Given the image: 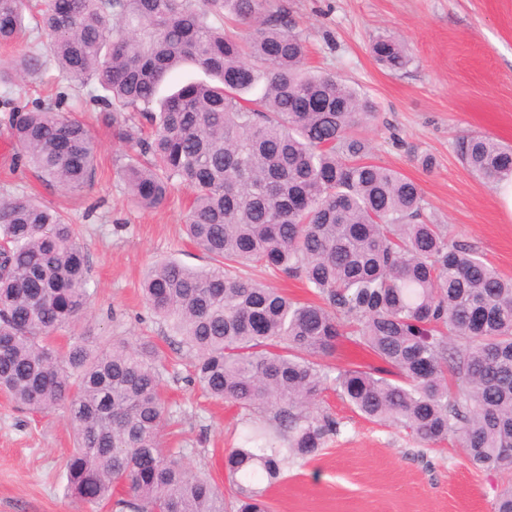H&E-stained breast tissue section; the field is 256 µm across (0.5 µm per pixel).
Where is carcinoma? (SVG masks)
<instances>
[{"mask_svg": "<svg viewBox=\"0 0 512 512\" xmlns=\"http://www.w3.org/2000/svg\"><path fill=\"white\" fill-rule=\"evenodd\" d=\"M206 2L0 0L1 46L28 17L36 32L1 83L49 64L71 86L94 82L91 101L135 148L116 171L132 200L155 209L175 186L191 189L186 235L213 265L156 260L143 298L168 345L191 357L190 380L245 422L224 456L227 499L163 445L151 337L55 345L93 297L80 232L51 206L1 195L0 390L29 412L66 407L76 444L65 494L91 510L111 499L119 512H271L265 491L288 460L315 456L337 430L314 411L328 390L423 443L455 440L477 469L511 473L512 278L427 219L416 182L369 160L354 128L373 116L370 102L305 67V40L281 6ZM371 50L391 71L409 63L390 34ZM186 63L205 78L159 96ZM0 108L39 178L71 194L91 184L81 120L6 96ZM455 151L488 184L512 179V146L465 134ZM245 266L298 279L316 300H293ZM343 339L394 377L329 370L321 360Z\"/></svg>", "mask_w": 512, "mask_h": 512, "instance_id": "cac0c4a2", "label": "carcinoma"}]
</instances>
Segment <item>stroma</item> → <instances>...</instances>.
I'll return each instance as SVG.
<instances>
[{"instance_id": "35a3bbf8", "label": "stroma", "mask_w": 512, "mask_h": 512, "mask_svg": "<svg viewBox=\"0 0 512 512\" xmlns=\"http://www.w3.org/2000/svg\"><path fill=\"white\" fill-rule=\"evenodd\" d=\"M308 50L307 65L355 87L375 107L357 132L375 163L420 186L427 213L454 240L476 247L486 262L512 277V212L459 161L455 140L481 133L512 145V0H276ZM390 32L405 45L408 66L391 72L374 59L370 40ZM89 88L70 100L96 146V175L70 197L16 163L17 148L0 125V193L57 206L83 234L95 290L85 316L59 333L66 345L80 337L159 339L165 359V396L176 427L166 444L183 449L188 466L227 491L224 455L239 444L234 408L186 382L188 360L162 342L161 326L143 305L140 281L157 258L192 268L209 266L183 235L191 192L181 186L154 210L139 208L116 175L127 152L98 109ZM434 160L431 170L417 156ZM318 413L338 431L315 457L296 460L269 488L271 512H493L512 475L468 462L451 440H414L391 424L368 421L334 391ZM74 448L64 407L32 414L0 392V512H86L64 492L63 464Z\"/></svg>"}]
</instances>
